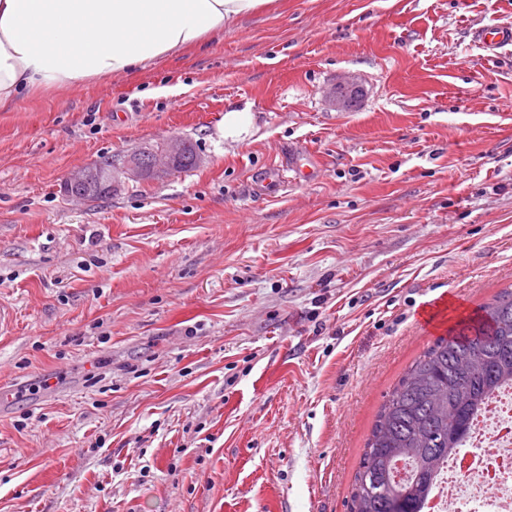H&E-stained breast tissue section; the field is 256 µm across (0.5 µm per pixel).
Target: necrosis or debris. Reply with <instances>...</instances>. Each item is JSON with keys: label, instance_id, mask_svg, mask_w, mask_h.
<instances>
[{"label": "necrosis or debris", "instance_id": "1", "mask_svg": "<svg viewBox=\"0 0 512 512\" xmlns=\"http://www.w3.org/2000/svg\"><path fill=\"white\" fill-rule=\"evenodd\" d=\"M423 512H512V384L492 393L436 470Z\"/></svg>", "mask_w": 512, "mask_h": 512}]
</instances>
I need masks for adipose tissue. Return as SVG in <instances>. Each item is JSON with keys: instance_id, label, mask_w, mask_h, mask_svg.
<instances>
[{"instance_id": "adipose-tissue-1", "label": "adipose tissue", "mask_w": 512, "mask_h": 512, "mask_svg": "<svg viewBox=\"0 0 512 512\" xmlns=\"http://www.w3.org/2000/svg\"><path fill=\"white\" fill-rule=\"evenodd\" d=\"M277 0H0V107L198 46Z\"/></svg>"}]
</instances>
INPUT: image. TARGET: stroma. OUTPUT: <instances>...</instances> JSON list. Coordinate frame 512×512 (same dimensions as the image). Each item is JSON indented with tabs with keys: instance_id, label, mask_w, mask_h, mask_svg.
I'll return each mask as SVG.
<instances>
[{
	"instance_id": "obj_1",
	"label": "stroma",
	"mask_w": 512,
	"mask_h": 512,
	"mask_svg": "<svg viewBox=\"0 0 512 512\" xmlns=\"http://www.w3.org/2000/svg\"><path fill=\"white\" fill-rule=\"evenodd\" d=\"M487 26L512 0H279L1 107L0 388L25 394L0 406V512H350L386 395L448 334L419 310L512 286V46ZM171 138L203 164L64 194ZM475 37L490 47H501L512 44V28L486 27L475 33ZM360 87L361 86L355 76L342 75L338 78L334 87L327 92L326 98L334 109L346 111L348 109L349 100L342 94V92L347 89L359 90Z\"/></svg>"
}]
</instances>
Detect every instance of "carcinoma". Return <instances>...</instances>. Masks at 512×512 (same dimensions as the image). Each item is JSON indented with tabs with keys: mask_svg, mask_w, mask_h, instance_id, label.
Wrapping results in <instances>:
<instances>
[{
	"mask_svg": "<svg viewBox=\"0 0 512 512\" xmlns=\"http://www.w3.org/2000/svg\"><path fill=\"white\" fill-rule=\"evenodd\" d=\"M512 382V290L436 339L379 409L355 475L351 512H422L438 466L461 448L483 401ZM407 460L411 474L395 475Z\"/></svg>",
	"mask_w": 512,
	"mask_h": 512,
	"instance_id": "cac0c4a2",
	"label": "carcinoma"
}]
</instances>
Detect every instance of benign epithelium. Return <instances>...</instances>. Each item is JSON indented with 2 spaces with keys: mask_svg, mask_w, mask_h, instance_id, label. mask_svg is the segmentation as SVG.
Instances as JSON below:
<instances>
[{
  "mask_svg": "<svg viewBox=\"0 0 512 512\" xmlns=\"http://www.w3.org/2000/svg\"><path fill=\"white\" fill-rule=\"evenodd\" d=\"M347 89H360L357 78L353 75H342L334 87L327 92L329 104L339 110L348 109L349 100L343 95ZM189 148V143L182 139H171L160 145V148L140 147L123 154L112 161V167L106 172L97 173L88 167L78 169L65 180V193L75 199L86 200L85 189L93 183L105 186L107 191L118 190L129 180L143 181L146 177L163 178L174 171V164Z\"/></svg>",
  "mask_w": 512,
  "mask_h": 512,
  "instance_id": "1",
  "label": "benign epithelium"
}]
</instances>
